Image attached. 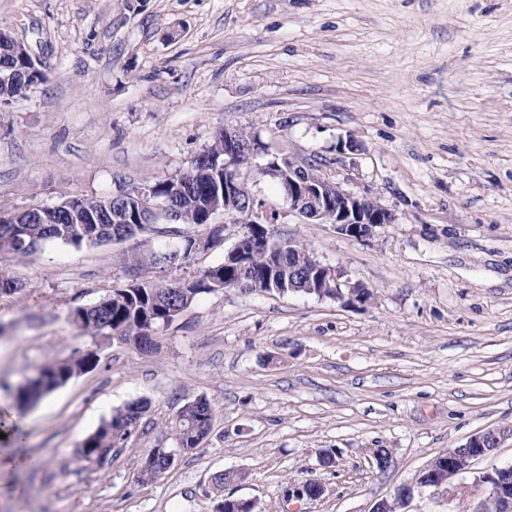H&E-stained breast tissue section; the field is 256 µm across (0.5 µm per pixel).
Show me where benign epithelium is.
I'll return each mask as SVG.
<instances>
[{"label":"benign epithelium","mask_w":512,"mask_h":512,"mask_svg":"<svg viewBox=\"0 0 512 512\" xmlns=\"http://www.w3.org/2000/svg\"><path fill=\"white\" fill-rule=\"evenodd\" d=\"M2 40L12 43L18 55L26 59L28 73L38 71L36 60L25 44L0 31ZM263 153V144L253 142L244 146L238 140L236 129L224 128V196L211 202L209 212L212 224L220 217L235 223L241 214L248 213L256 223L255 229L263 227L266 231L264 235L255 234L254 248L267 250L281 240L270 229V225L277 222V216L267 211L255 197L242 194V183L247 172L253 167L255 158ZM306 168L305 160L285 154L266 162L262 171L280 180L289 209L309 223L333 224L337 233L365 241L373 236L375 228L395 221L392 211L379 204L369 191L359 193L341 186L333 189L329 180L311 181L304 177ZM119 195L136 199L141 206L155 212L162 211L169 218L177 217L176 206L170 200L152 198L150 188L142 183L129 185ZM303 280L305 291L322 299L330 291L331 299L344 306L357 307L364 304L365 287L352 281L347 272L338 267L316 260L304 273ZM507 438L512 439L511 425L491 428L471 436L456 453L433 458L418 474L416 486L439 487L455 476L470 472L476 459L493 452ZM511 474L512 466H508L481 479V482L490 486V498L498 501L499 512H512V494L506 492L509 488L508 476ZM414 487L399 489L394 500L404 504L413 495Z\"/></svg>","instance_id":"1"}]
</instances>
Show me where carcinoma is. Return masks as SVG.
Wrapping results in <instances>:
<instances>
[{"label":"carcinoma","instance_id":"obj_1","mask_svg":"<svg viewBox=\"0 0 512 512\" xmlns=\"http://www.w3.org/2000/svg\"><path fill=\"white\" fill-rule=\"evenodd\" d=\"M23 60L11 55L0 58V95L16 97L26 91L32 82L21 75ZM224 131H219L212 143L187 169L173 178L151 183L153 194L162 199L177 198L179 217L177 223L203 226L208 222V205L215 193L224 189ZM102 197H81L79 207L65 215H58L52 223L38 219H18L16 224H0V250L7 249L24 255L46 242H58L73 246L102 244L114 240V235L125 231L134 236L141 233L162 238L165 230L160 225L168 223L166 217L157 215L151 223L139 222L135 207L126 205V222L116 224L103 208ZM247 268H224V264L211 266L198 275L168 283H144L131 280L121 288L101 298L89 308L75 310L73 320L85 332L105 339L130 344L144 352L156 346L155 335L163 327L175 322L182 312L201 297L224 288H238L251 293H288V267L303 270L314 259L313 254L301 241H279L269 251H251L244 247ZM98 362L97 352L87 350L77 356H69L45 363L35 370L37 379L26 387H18L16 399L25 406L39 401L56 391L73 377L92 369ZM145 406L135 402L112 415L88 435L76 450L77 458L91 461L98 457L101 448H112L125 438L129 428L135 425ZM214 410L204 397L186 402L169 420V439L176 448L188 452L201 445L208 436ZM172 462L150 451L141 468V479L152 482L164 474Z\"/></svg>","mask_w":512,"mask_h":512}]
</instances>
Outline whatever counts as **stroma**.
Segmentation results:
<instances>
[{"label": "stroma", "instance_id": "obj_1", "mask_svg": "<svg viewBox=\"0 0 512 512\" xmlns=\"http://www.w3.org/2000/svg\"><path fill=\"white\" fill-rule=\"evenodd\" d=\"M30 47L45 81L0 112V216L64 196L103 197L186 169L222 127L269 154L321 161L396 216L368 241L309 224L267 176L250 193L273 229L370 289L360 307L227 288L157 333L158 349L91 337L72 314L139 278L168 282L224 260L222 242L172 266H140L143 236L0 252V381L95 350L99 362L49 403L16 411L0 454V512H215L225 495L260 512H370L443 450L512 425V0H0V30ZM353 137L357 155L341 157ZM207 398L199 448L143 483L162 424ZM148 408L101 460L82 440L126 404ZM337 453L328 467L322 449ZM393 461L379 470L373 449ZM512 466V440L398 512H479L482 475ZM308 481L324 493L292 500Z\"/></svg>", "mask_w": 512, "mask_h": 512}]
</instances>
